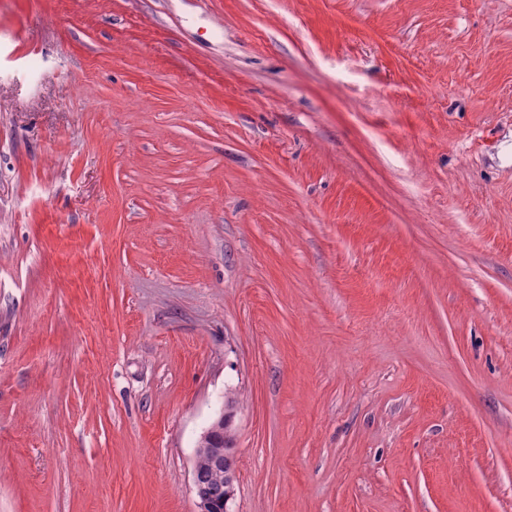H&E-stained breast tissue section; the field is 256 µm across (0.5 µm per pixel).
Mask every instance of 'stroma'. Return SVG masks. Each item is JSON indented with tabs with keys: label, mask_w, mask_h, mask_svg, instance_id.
<instances>
[{
	"label": "stroma",
	"mask_w": 512,
	"mask_h": 512,
	"mask_svg": "<svg viewBox=\"0 0 512 512\" xmlns=\"http://www.w3.org/2000/svg\"><path fill=\"white\" fill-rule=\"evenodd\" d=\"M512 512V0H0V512ZM238 405V394L235 391H229L225 396L224 409L220 413V417L224 420V441L222 440L213 446L212 448L208 447V442H203L198 440L196 453L199 452L203 455H200L197 460V468L195 465L193 467V492L195 497V502L197 505V512H213L211 509L210 498L205 492V487L200 477L203 476L207 479L209 484V488L211 493L216 497L220 498L223 493V509L221 512H230L229 511V502L233 497V488H225L223 477L225 475H229L232 477V471H228V465L231 470H234V456L231 453H228L226 450L235 448V425L234 418L237 411ZM228 446L225 447L224 445ZM225 447V450H224ZM208 454L209 456H207ZM210 457V458H209ZM210 459L214 472H212L210 467ZM227 471V473H226ZM222 475L223 477L219 476ZM232 501V500H231Z\"/></svg>",
	"instance_id": "35a3bbf8"
}]
</instances>
